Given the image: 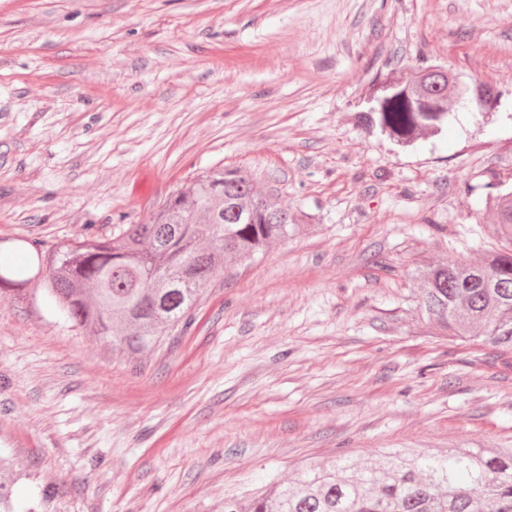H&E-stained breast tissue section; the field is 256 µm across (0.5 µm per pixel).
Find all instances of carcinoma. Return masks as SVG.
<instances>
[{"instance_id":"cac0c4a2","label":"carcinoma","mask_w":512,"mask_h":512,"mask_svg":"<svg viewBox=\"0 0 512 512\" xmlns=\"http://www.w3.org/2000/svg\"><path fill=\"white\" fill-rule=\"evenodd\" d=\"M379 92L361 123L402 146L438 134L452 115L455 77L441 66ZM436 101L419 112L413 100ZM497 213L498 249L482 259H448L418 271V310L448 336L484 338L512 348V189L488 198ZM303 213L258 191L238 167L201 175L171 194L149 224L84 235L44 251L31 245L26 265L0 264V291L16 300L39 290L68 321L123 354H136L174 330L186 332L201 291L220 274L294 235ZM12 481L0 479V512H14ZM224 512H512V448H453L425 454L382 448L371 465L346 458L224 498Z\"/></svg>"}]
</instances>
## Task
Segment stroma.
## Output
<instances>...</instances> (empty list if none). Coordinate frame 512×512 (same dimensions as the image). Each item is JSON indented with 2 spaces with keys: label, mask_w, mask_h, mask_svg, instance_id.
<instances>
[{
  "label": "stroma",
  "mask_w": 512,
  "mask_h": 512,
  "mask_svg": "<svg viewBox=\"0 0 512 512\" xmlns=\"http://www.w3.org/2000/svg\"><path fill=\"white\" fill-rule=\"evenodd\" d=\"M428 65L499 107L410 147L358 126L372 81ZM226 167L311 224L188 333L123 355L0 295L16 512H224L341 455L512 447V351L442 335L412 275L499 246L512 0H0V238L146 224Z\"/></svg>",
  "instance_id": "stroma-1"
}]
</instances>
